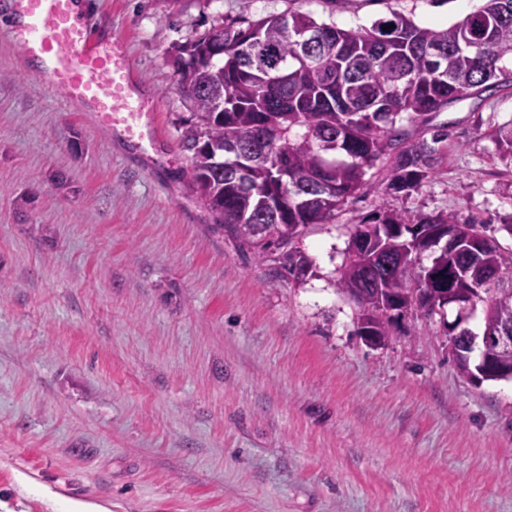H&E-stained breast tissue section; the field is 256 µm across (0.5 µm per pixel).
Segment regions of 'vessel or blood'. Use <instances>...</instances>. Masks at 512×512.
<instances>
[{"instance_id":"vessel-or-blood-1","label":"vessel or blood","mask_w":512,"mask_h":512,"mask_svg":"<svg viewBox=\"0 0 512 512\" xmlns=\"http://www.w3.org/2000/svg\"><path fill=\"white\" fill-rule=\"evenodd\" d=\"M9 33L36 62L48 86L65 90L67 103L84 107L101 126L120 112L142 120L149 138L160 135L144 110L123 40L101 38L74 16L76 0H9Z\"/></svg>"}]
</instances>
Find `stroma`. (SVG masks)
<instances>
[{
	"label": "stroma",
	"mask_w": 512,
	"mask_h": 512,
	"mask_svg": "<svg viewBox=\"0 0 512 512\" xmlns=\"http://www.w3.org/2000/svg\"><path fill=\"white\" fill-rule=\"evenodd\" d=\"M479 4L91 0L160 121L138 151L52 92L0 23V512H50L45 488L105 512H512V381L458 371L452 306L369 345L338 282L351 223L380 208L473 216L512 245V159L491 138L512 86L436 116L448 157L420 192L383 193L377 166L335 223L304 228L312 270L294 283L192 192L196 107L169 55L219 16L450 25Z\"/></svg>",
	"instance_id": "35a3bbf8"
}]
</instances>
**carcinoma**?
<instances>
[{
	"label": "carcinoma",
	"instance_id": "obj_1",
	"mask_svg": "<svg viewBox=\"0 0 512 512\" xmlns=\"http://www.w3.org/2000/svg\"><path fill=\"white\" fill-rule=\"evenodd\" d=\"M392 28H387V25ZM317 34L305 47L299 38ZM179 82L193 100L197 122L181 138L190 157L193 191L217 216L218 228L301 282L312 267L296 246L310 224H333L366 185V171L386 164L384 192L420 191L448 156V130L432 126L448 105L512 83V0L483 4L448 27H426L400 12L368 27L344 29L300 11L268 14L237 27L216 21L170 50ZM430 138L409 140L403 122ZM263 154L239 179L226 176L222 151L260 139ZM493 139L512 158V122ZM449 237L428 267L415 256L430 232ZM339 285L360 286L357 334L389 335L396 315L430 316L444 308L414 296L431 286L464 300L482 290L475 306L484 332L512 319V249L486 235L485 225L454 214L378 209L353 224ZM455 342L460 372L478 383L511 380L481 376Z\"/></svg>",
	"mask_w": 512,
	"mask_h": 512
}]
</instances>
